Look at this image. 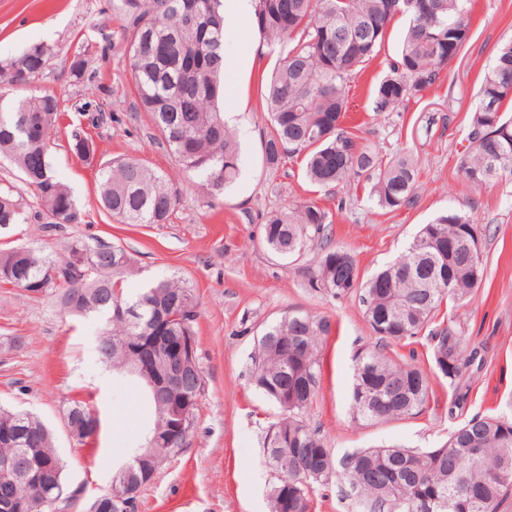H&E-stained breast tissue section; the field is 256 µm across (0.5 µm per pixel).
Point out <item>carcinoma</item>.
<instances>
[{
	"label": "carcinoma",
	"mask_w": 512,
	"mask_h": 512,
	"mask_svg": "<svg viewBox=\"0 0 512 512\" xmlns=\"http://www.w3.org/2000/svg\"><path fill=\"white\" fill-rule=\"evenodd\" d=\"M254 0L257 31L269 42L288 45L268 86L271 132L264 142L266 164L277 167L303 153L306 174L318 187L372 181L371 195L392 211L413 202L419 169L411 156L383 162L370 146L357 142L341 126L348 101L343 85L379 52L394 16L409 19L398 59L376 88L375 109L393 112L432 86L450 62L448 52L467 41L469 0ZM127 20V63L138 99L163 145L178 166L220 193L238 174L234 133L224 122V12L222 0H112ZM50 49L33 45L0 59V156L8 158L33 190L45 214V229L81 223L70 189L53 174L49 159L59 99L51 94L7 97L25 89L48 66ZM512 42L502 46L484 75L471 113L460 171L475 187L512 176ZM100 201L120 224H163L179 201L163 173L143 160L125 157L100 169ZM28 219L14 186H0V229ZM329 213L313 202L274 213L263 226L266 245L286 260L307 244L328 238ZM486 228L471 216L450 212L424 225L407 253L364 281L355 259L336 264L337 249L323 252L312 285L337 296L356 294L376 343L357 358L351 392L358 419L384 422L416 414L426 404L430 381L417 366L387 352L389 343L418 334L444 301L468 300L483 281L481 253L457 246L448 263L439 264L441 245L480 239ZM26 285L43 281L60 311L102 320L99 355L118 373L142 388L148 420L145 440L112 478L110 492L86 506V512H127L147 484L143 470L158 471L182 450L187 437L170 445L171 411L157 399L146 377L130 371L141 356L122 341L140 336L157 321L165 335L186 346L196 344L198 318L193 290L181 279L156 280L135 294L122 283L135 273L121 247L91 248L74 241L59 253L39 255L27 247L0 250V277ZM129 305L137 314H126ZM329 320L290 312L267 325L252 356L255 387L281 407L282 418L268 426L263 448L279 474L268 498L269 512H311L313 485L342 470L363 512H501L512 499V422L494 417L471 419L440 448L420 451L397 446L362 448L335 462L325 438L311 427L305 412L313 403L321 375L320 349L331 332ZM433 357L443 377L455 382L465 352L464 336L448 325L434 333ZM181 385L174 397L191 398L186 430L204 393L197 355L178 364ZM292 393L282 406L279 393ZM65 419L78 443L89 438L97 419L74 401ZM0 512H38L48 495L71 497L74 485L59 458L50 431L32 414L0 408Z\"/></svg>",
	"instance_id": "carcinoma-1"
}]
</instances>
